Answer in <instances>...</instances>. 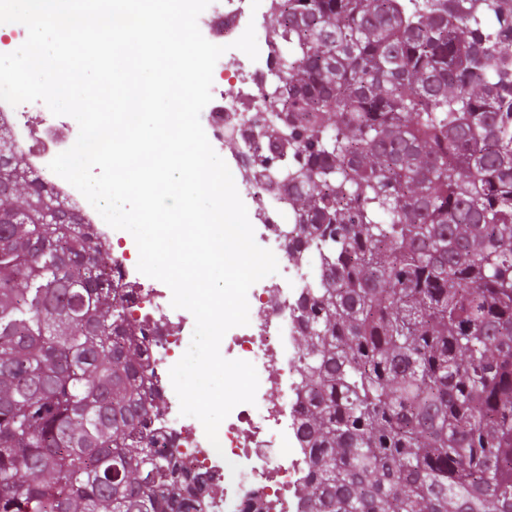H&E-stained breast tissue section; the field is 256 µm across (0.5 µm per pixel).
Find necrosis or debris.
Segmentation results:
<instances>
[{
  "instance_id": "4bbe7bcc",
  "label": "necrosis or debris",
  "mask_w": 512,
  "mask_h": 512,
  "mask_svg": "<svg viewBox=\"0 0 512 512\" xmlns=\"http://www.w3.org/2000/svg\"><path fill=\"white\" fill-rule=\"evenodd\" d=\"M272 0H212L204 17L215 41L235 42L248 25L262 30V47L257 59L231 55L226 66L237 79L233 96L213 94L202 115L207 137L216 143L234 138L246 143L248 128L243 120L260 106L259 93L266 85L279 42L266 25ZM42 113L39 125L29 121L31 111ZM0 124L26 149L31 169L60 196L70 200L84 223L90 224L97 242L114 251L112 285L124 294L127 307L145 337L149 352L150 383L159 406L152 427L160 442L177 447L182 460L201 473L206 481L196 502L197 512H299L295 495L310 469L307 449L296 432L299 408V355L294 343L292 308L304 288L309 267L293 261L276 230L285 223L288 209L261 185L247 157H236L241 175L239 188L256 204L261 216L260 247L271 250L279 265L276 279L254 284L248 291L249 323L230 329L224 336V357L251 362L258 374L256 401L237 405L218 431V444H211L196 423L181 415L174 400L169 370L178 362L182 332L187 323L183 310L173 308L171 294L154 279L137 269L139 251L135 240L115 248L116 231L71 184L53 173L50 161L69 149L79 128L71 117L56 116L40 101L18 106L0 101ZM277 373H270V365Z\"/></svg>"
}]
</instances>
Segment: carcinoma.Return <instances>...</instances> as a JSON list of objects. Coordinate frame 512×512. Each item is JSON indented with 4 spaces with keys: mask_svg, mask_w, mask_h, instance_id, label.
<instances>
[{
    "mask_svg": "<svg viewBox=\"0 0 512 512\" xmlns=\"http://www.w3.org/2000/svg\"><path fill=\"white\" fill-rule=\"evenodd\" d=\"M276 0L255 167L293 308L304 512H512V0ZM88 225L0 142V512H190Z\"/></svg>",
    "mask_w": 512,
    "mask_h": 512,
    "instance_id": "carcinoma-1",
    "label": "carcinoma"
}]
</instances>
